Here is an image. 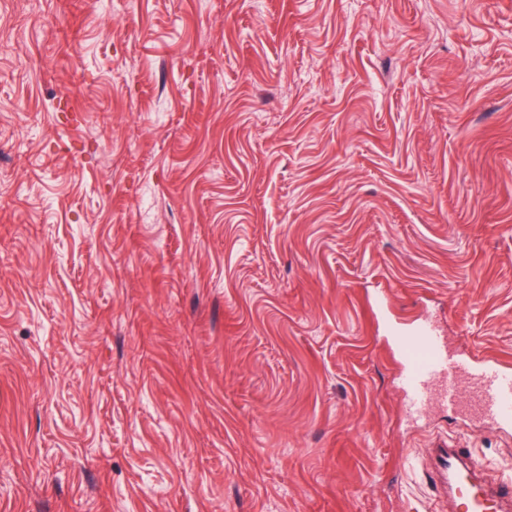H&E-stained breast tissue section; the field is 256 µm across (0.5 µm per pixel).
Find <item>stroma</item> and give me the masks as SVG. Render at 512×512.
Returning <instances> with one entry per match:
<instances>
[{
    "instance_id": "stroma-1",
    "label": "stroma",
    "mask_w": 512,
    "mask_h": 512,
    "mask_svg": "<svg viewBox=\"0 0 512 512\" xmlns=\"http://www.w3.org/2000/svg\"><path fill=\"white\" fill-rule=\"evenodd\" d=\"M423 319L512 364V0H0V512H448Z\"/></svg>"
}]
</instances>
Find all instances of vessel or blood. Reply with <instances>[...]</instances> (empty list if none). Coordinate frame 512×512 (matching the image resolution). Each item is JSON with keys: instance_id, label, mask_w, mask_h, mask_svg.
I'll return each instance as SVG.
<instances>
[{"instance_id": "b4317fda", "label": "vessel or blood", "mask_w": 512, "mask_h": 512, "mask_svg": "<svg viewBox=\"0 0 512 512\" xmlns=\"http://www.w3.org/2000/svg\"><path fill=\"white\" fill-rule=\"evenodd\" d=\"M394 342L403 359L401 389L414 415L435 404L479 416L501 430L512 428V369L489 357L451 354L424 321L395 331ZM430 462L455 512H512V480L490 489L479 484L481 462L470 449L441 440Z\"/></svg>"}]
</instances>
